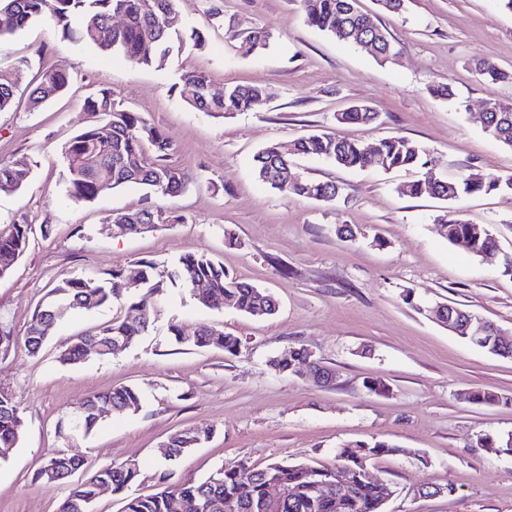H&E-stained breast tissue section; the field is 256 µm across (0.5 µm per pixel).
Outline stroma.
Instances as JSON below:
<instances>
[{"label": "stroma", "instance_id": "stroma-1", "mask_svg": "<svg viewBox=\"0 0 512 512\" xmlns=\"http://www.w3.org/2000/svg\"><path fill=\"white\" fill-rule=\"evenodd\" d=\"M359 3L396 45L386 64L311 27L298 0H178V28L202 31L205 42L173 52L161 68L106 59L64 39L48 16L54 0H45L46 18L0 51V78L24 69L23 90L0 112V158L34 165L26 188L0 191V226L24 217L32 227L28 249L0 278V319L17 338L0 355V390L23 417L17 447L0 462V512H58L67 485L41 489L32 479L59 449L88 467L135 460L134 490L147 495L158 491L165 470L177 484L238 460L327 466L343 445L372 440L399 448L373 468L395 491L387 512H512V451L490 453L481 444L487 435L512 434V359L471 345L430 316L436 305L454 303L512 332V277L501 273L512 256V195L481 192L446 205L399 195L397 186L410 178L405 171H354L300 158L305 174L344 188L339 200L322 203L286 197L253 174L252 157L265 145L330 128L366 142L416 140L451 177L512 175V148L490 137L482 121L488 99L512 102V81L483 83L468 65L484 58L512 72V13L498 10L495 0H406L400 16L381 12L376 0ZM216 4L244 25L271 30L273 46L257 56L237 54L227 29L209 17ZM55 64L69 70L67 91L31 108L26 85ZM186 72L205 74L215 93L249 84L274 96L261 110L216 119L186 107L174 91ZM438 82L454 86L457 102L430 94ZM102 89L171 139L172 163L192 176L184 192L158 197L124 187L91 203L68 198L62 150L88 121L85 100ZM354 102L371 105L379 122L337 123V112ZM147 206L185 221L110 234L111 214ZM445 212L488 225L497 249L481 258L455 248L436 222ZM340 224L356 228V239L338 238ZM230 233L237 245L226 243ZM185 254L209 255L269 288L276 314L249 318L170 290L155 303L148 330L110 357L92 353L75 365L58 360L73 336L121 316L119 302L73 313L38 353L27 350L26 329L57 281L140 259L154 261L162 279ZM172 324L223 328L240 339V349L229 355L176 345L168 335ZM292 347L312 351L333 369L334 385L320 388L308 375L273 369L271 359ZM374 378L388 392H369L365 383ZM121 385L140 390L138 411L64 439L59 422L77 411L80 399ZM476 388L502 395L503 403L461 399ZM196 427L211 428L210 437L166 467L168 437ZM424 483L450 484L455 492L416 496Z\"/></svg>", "mask_w": 512, "mask_h": 512}]
</instances>
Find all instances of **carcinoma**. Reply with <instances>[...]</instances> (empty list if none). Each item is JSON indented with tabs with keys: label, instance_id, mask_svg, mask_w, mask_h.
Instances as JSON below:
<instances>
[{
	"label": "carcinoma",
	"instance_id": "obj_1",
	"mask_svg": "<svg viewBox=\"0 0 512 512\" xmlns=\"http://www.w3.org/2000/svg\"><path fill=\"white\" fill-rule=\"evenodd\" d=\"M44 0H0V48H4L21 30L42 18ZM307 22L321 32L352 46L374 43V57L386 63L394 55L386 29L378 26L361 11L358 0H300ZM177 0H56L53 23L61 28L64 38L86 44L97 53L113 57L119 55L133 65L161 68L176 50L198 47L204 35L192 29L181 32L168 24L176 13ZM121 18V23L114 20ZM238 52L251 56L270 46L272 35L257 27H228ZM476 75L487 84L507 79V73L495 63L479 59L471 63ZM22 67H17L14 80H0V112L13 103L16 88L22 78ZM68 69L53 65L42 70L36 85L30 90L28 102L36 109L61 95L69 86ZM181 100L189 107L224 119L239 112L260 109L272 96L271 91L258 85H229L221 94L208 92L206 76L188 72L177 83ZM489 110L485 130L499 142L512 147V104L497 99L487 101ZM91 118H101L112 126V137L99 138L97 125L88 123L74 135L64 149L66 166V195L75 201L92 202L98 197L121 187L139 186L158 197L183 192L189 176L169 163L172 149L169 137L149 124L139 113L126 108L112 97V91L102 90L85 104ZM378 113L365 103H355L336 114L340 124L370 126ZM323 157L340 168L364 170L377 163L386 172L407 170L417 178L398 186V192L410 198L431 196L453 201L479 192L502 191L512 193V176L443 175L437 161L418 142L406 137H389L376 143L346 139L329 131H318L297 139L293 147L284 150L278 143H270L253 157L256 177L271 188L289 197L332 202L342 194V188L332 181L311 179L299 170L297 158ZM32 167L27 163L0 159V190H20L31 181ZM183 216L174 215L161 207H145L132 212H121L109 217L117 234L125 236L142 232L143 226L153 224H180ZM443 235L475 257L496 248V238L486 224H475L463 217L440 215ZM31 227L24 219L0 228V277L6 275L29 246ZM156 264L139 260L126 268L114 269L101 277L75 275L61 280L50 289L47 299L34 313L26 330L25 344L31 352L38 351L47 340V328L56 325L77 310H92L125 301L124 316L91 334L71 338L61 351L59 361L76 364L84 357L86 345L96 342L102 349L100 356L113 354V349H127L145 333L149 325L150 309L164 291V283L155 275ZM170 286L184 288L201 306L219 296L224 306L252 318H265L277 310L275 297L266 289L240 280L224 270L222 263L205 254H187L170 264L167 273ZM136 280L144 292L127 296L126 283ZM202 282L203 290L194 285ZM169 336L178 345L217 349L228 354L238 353V337L212 326H202L192 332L178 325L169 327ZM476 346L504 358H512V342L498 343L490 336L477 337ZM478 405H493L502 400L486 389H473L470 397ZM81 406L85 412L68 421L69 437L90 434L97 425L114 413H130L141 406L139 390L121 386L107 392L86 397ZM23 418L18 405L6 393L0 392V448H13L20 439ZM204 436L197 429L177 431L169 437V462L179 460L199 446ZM400 452L387 441L358 442L346 445L335 454L336 463L320 468L287 461H273L263 468L245 470L237 463L223 464L205 479L183 484L167 483L161 477V487L151 495L132 492L140 475L138 465L112 462L90 472L88 477L71 485L61 501L58 512H92L97 499V488L107 483L111 493L124 500L123 512H199L198 506L209 500L222 504L220 512H382L380 503L386 487L363 476L360 460L372 462ZM53 473L52 486L67 483L77 471L85 468L84 459L56 451L46 462ZM342 467L347 475L346 485L336 488V469ZM271 484L282 486L284 494L278 500L267 498L266 488ZM344 500L339 511L336 498Z\"/></svg>",
	"mask_w": 512,
	"mask_h": 512
}]
</instances>
